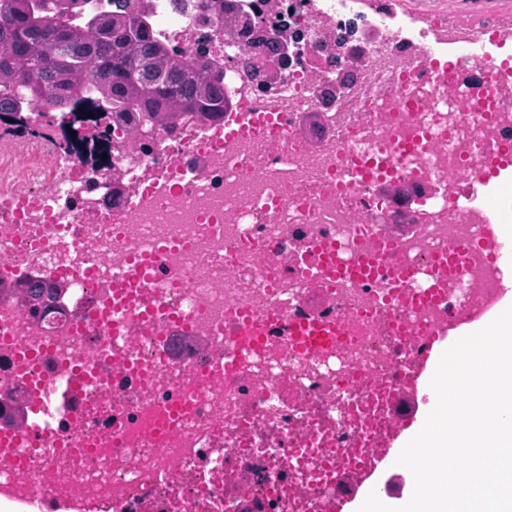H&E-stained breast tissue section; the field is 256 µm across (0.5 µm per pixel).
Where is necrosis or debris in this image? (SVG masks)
<instances>
[{
	"instance_id": "obj_1",
	"label": "necrosis or debris",
	"mask_w": 512,
	"mask_h": 512,
	"mask_svg": "<svg viewBox=\"0 0 512 512\" xmlns=\"http://www.w3.org/2000/svg\"><path fill=\"white\" fill-rule=\"evenodd\" d=\"M274 5L304 50L264 91L207 0L144 2L171 47L223 63L226 118L132 135L76 110L55 140L0 144L7 512H334L337 470L386 447L429 333L504 296L512 240L487 246L486 210L461 204L512 146V67L482 76L472 51L502 31L449 36L441 62L410 39L335 64L341 0L324 29L302 0ZM339 65L355 77L324 103ZM253 114L225 143L227 117ZM364 256L373 273L351 275ZM390 257L416 270L395 292ZM142 258L145 287L112 279ZM18 279L56 296L29 311ZM312 323L336 333L301 347Z\"/></svg>"
}]
</instances>
